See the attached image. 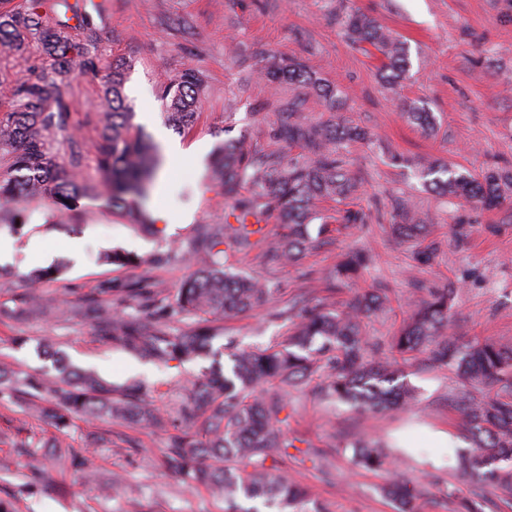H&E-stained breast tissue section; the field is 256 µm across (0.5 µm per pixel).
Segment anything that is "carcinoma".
Returning <instances> with one entry per match:
<instances>
[{
  "mask_svg": "<svg viewBox=\"0 0 512 512\" xmlns=\"http://www.w3.org/2000/svg\"><path fill=\"white\" fill-rule=\"evenodd\" d=\"M344 27L348 39L367 44L383 56L381 71L387 83L405 78L410 58L404 42L364 13L349 14ZM68 29L65 22L48 25L35 5L0 10L1 49L21 55L33 41L53 61L49 70L14 86L12 109L0 119V216L17 199H47L73 207L92 191L72 173L80 167V155L72 151L69 164L62 161V146L72 141L67 136L71 113L59 89L70 83L76 70L94 78L99 75L94 42L89 39L80 48L72 43ZM260 62L267 80H286L335 105L340 90L322 82L301 63L269 55ZM126 80L121 66L112 67L102 78L96 164L108 181L112 205L121 208L132 224L146 228L137 199L148 195L162 158L132 123L133 112L124 94ZM200 85L199 73L188 68L162 86L163 115L170 126L185 130L192 125ZM405 111L417 127L433 128L434 114L416 102L405 104ZM291 117L290 113L280 117L274 133L281 144L277 150H253L240 140L218 148L212 178L224 189V197L234 199L225 211L224 223L204 224L186 243L151 258L119 249L104 254V263L118 269L155 266L180 254L193 261L196 272L174 295L146 280L109 283L99 289L86 299L84 316L103 339L162 363L206 357L214 339L210 329L173 330L168 324L171 314L231 318L272 301L279 293L271 281L230 272L221 246L242 250L263 243L265 257L289 264L328 242L331 229L327 218L314 209L315 202L329 199L340 204L355 194L356 180L346 167L342 149L363 139L365 133L345 120L308 127ZM295 147L305 154L286 156ZM402 163L417 168L431 189L476 208L502 206L505 190L512 185L509 171L474 175L436 160L414 164L404 159ZM244 185L250 186V193L240 197L238 191ZM395 211L404 220L395 225L398 234L415 237L423 233L425 220L411 216L408 200H396ZM273 214L287 232L268 238L262 222ZM316 220L320 224H314ZM334 221L354 227L364 223V216L358 210L338 208ZM365 265V255H345L331 274L332 282L354 283ZM63 273V268L55 267L21 275L26 288L14 306L0 308V317L19 321L37 312L68 317L64 302L46 300L39 289L41 283ZM383 307L384 299L378 294L358 295L341 311L323 301L301 307L292 313V329L285 341L235 352L229 371L211 366L187 380L180 409L184 428L167 448L166 469L182 484L204 486L223 498L224 512H261L263 507L296 512L307 491L283 479L277 465L290 447L280 428L288 388L319 372L324 377L322 393L360 415L399 410L414 399L413 390L397 380L401 366L428 346L432 363L453 369L463 384L498 387L479 399L463 392L458 408L469 447L455 451V462L477 483L496 482L501 502L512 512V341L458 343L448 338V289H436L414 304L409 321L392 339L391 357L378 362L362 323ZM12 377L13 372L1 365L0 384L14 382V391L28 397L31 410L51 418L59 431L68 428L72 414L89 419L117 417L150 427L164 425L163 415L139 386L114 397L111 387L86 372L64 370L53 380L26 377L14 381ZM273 383L281 394L270 397L266 387ZM41 394L53 396L57 408L47 411L35 403ZM343 451L350 452L352 465L360 470H383L393 462V456L374 441L353 440ZM384 494L399 503L401 512H414L417 494L407 484L388 485Z\"/></svg>",
  "mask_w": 512,
  "mask_h": 512,
  "instance_id": "cac0c4a2",
  "label": "carcinoma"
}]
</instances>
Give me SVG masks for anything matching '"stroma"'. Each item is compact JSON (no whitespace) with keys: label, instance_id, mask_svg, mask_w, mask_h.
Returning <instances> with one entry per match:
<instances>
[{"label":"stroma","instance_id":"1","mask_svg":"<svg viewBox=\"0 0 512 512\" xmlns=\"http://www.w3.org/2000/svg\"><path fill=\"white\" fill-rule=\"evenodd\" d=\"M353 10L373 15L409 46L412 66L399 85H387L378 58L345 37L342 20ZM70 34L81 44L94 38L100 69L126 67L133 122L148 139L161 129L184 149L197 150L195 159L169 171L165 193H150L144 202L148 211L187 213L191 220L160 225L150 235L113 213L101 196L82 200L76 220L51 203L22 202L14 226L0 227V239L11 249L10 260L0 263V305H12L22 288L21 274L54 263L64 264L65 273L46 282L43 292L74 309L108 280L131 283L147 274L176 290L194 271L189 261L177 259L146 272L117 269L97 256L120 248L146 257L188 240L197 225L223 223L230 203L207 178L215 149L227 140L269 149L271 127L293 105L306 124L346 119L371 133V141L345 150L359 183L352 206L363 210L366 221L339 229L333 244L290 265L266 264L256 248L229 249L232 271L273 279L281 293L266 307L212 319L214 350L223 351L228 343L247 348L280 342L291 327L280 312L294 300L325 297L341 304L355 288H380L388 297L386 311L364 322L365 335L383 356L413 300L437 288L453 291L450 337L459 342L512 338V202L488 211L452 201L425 188L414 169L394 163L398 157H430L475 174L512 171V0H112L109 15L88 14L86 25ZM263 53L300 59L339 86L336 107L306 89L267 83L257 66ZM48 66L34 45L22 55L0 52V117L10 108L7 88ZM189 67L201 71L202 84L193 125L180 132L165 124L159 89ZM98 89L97 80L80 76L66 91L74 145L82 157L77 178L91 186L99 183ZM417 100L427 102L437 117L432 134L404 115L405 103ZM400 198L428 218L424 238L412 241L391 233ZM428 245L435 248L431 260L418 263L417 252ZM351 249L369 253L368 267L354 286L327 292V275ZM60 359L70 369L91 370L115 384L144 379L149 399L170 421L165 428L146 429L121 420L73 418L65 442L91 460L85 473L48 449H30L32 437L47 431L48 424L29 416L10 388L0 387V500L18 503L21 512H224L223 499L180 484L162 467L171 438L180 432L174 419L180 386L210 366V359L159 367L101 341L92 325L76 316L0 318V363L22 376L51 378ZM402 380L415 391L412 405L369 418L324 399L316 383L290 391L283 429L296 446L280 468L307 488L302 512H399L381 492L395 477L420 490L418 512H455L477 490L497 498L493 484L475 485L448 467L450 449L467 445L457 410L463 386L455 371L434 367L424 349L404 367ZM437 430L451 434L449 447L434 446L430 434ZM358 438L399 451V467L352 469L341 448ZM42 466L55 468L58 492L33 485L31 473ZM116 476L120 484L101 496L98 484Z\"/></svg>","mask_w":512,"mask_h":512}]
</instances>
